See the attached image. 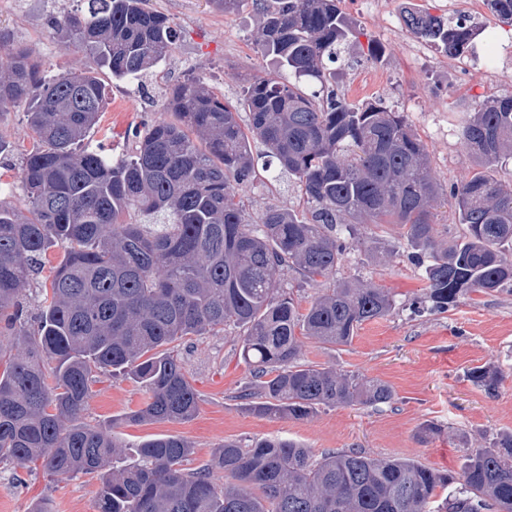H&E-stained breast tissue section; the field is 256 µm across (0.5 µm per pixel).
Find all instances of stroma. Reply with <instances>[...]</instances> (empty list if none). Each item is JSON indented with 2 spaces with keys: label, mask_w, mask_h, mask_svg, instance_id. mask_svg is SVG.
<instances>
[{
  "label": "stroma",
  "mask_w": 512,
  "mask_h": 512,
  "mask_svg": "<svg viewBox=\"0 0 512 512\" xmlns=\"http://www.w3.org/2000/svg\"><path fill=\"white\" fill-rule=\"evenodd\" d=\"M20 19L0 17V35L21 43L39 57L47 74L80 72L89 60L73 41L56 37L48 26L53 16L86 9V0H14ZM435 12L442 0H389V9L374 15L354 11L348 0L341 10L363 31L336 62V91L358 105L379 100L403 113L426 147L430 175L441 188L470 179L474 167L460 131L477 102L504 95L489 84L480 64L461 70L460 60L440 49L415 56L406 50L404 35L388 34L405 7ZM150 10L165 14L174 30L173 48L139 85L113 79L102 69L106 105L94 134L109 152L131 150L134 131L158 119H170L165 92L173 84L201 79L225 102L238 104L252 78L275 75L271 58L261 54L256 40L260 16L252 0H241L231 12L218 11L212 0H147ZM382 44L383 57L366 55L368 41ZM34 135L23 108L0 112V177L21 179L20 154L31 149ZM238 196L251 218L267 206L298 210L303 197L294 181L272 180L262 174L240 187ZM61 259L50 250L45 266L24 291L21 323L36 330L42 288ZM340 280H360L389 289L393 313L364 323L350 345L331 347L305 341L304 360L385 382L395 392L393 403L373 409L363 406L320 407L304 420L267 419L247 413L239 400L250 375L231 336L216 334L181 343L178 353L199 394L196 415L179 423L126 425L122 418L145 401L141 388L119 376H100L84 412L91 423L119 420L127 443L151 435L177 434L194 445L190 467L205 462L219 444L242 443L262 436H279L303 443L321 455L360 450L374 457L418 461L441 473L460 475L467 448L491 446L499 434L512 431V284L489 294L461 296L445 312L415 313L412 298L422 293L421 270L407 258L402 226L363 224L336 272ZM477 366L497 370L501 379L494 393L474 384L469 372ZM99 488L88 476L57 479L43 470L0 464V512H30L47 500L51 512H95Z\"/></svg>",
  "instance_id": "obj_1"
}]
</instances>
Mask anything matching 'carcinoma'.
<instances>
[{"instance_id": "1", "label": "carcinoma", "mask_w": 512, "mask_h": 512, "mask_svg": "<svg viewBox=\"0 0 512 512\" xmlns=\"http://www.w3.org/2000/svg\"><path fill=\"white\" fill-rule=\"evenodd\" d=\"M85 12L55 17L54 34L77 41L93 67L49 76L32 51L0 40V111L23 106L36 145L21 155L26 211L0 181V463L32 464L54 477L100 481L96 512H512V433L491 448L466 449L455 483L413 460L360 451L313 458L302 444L267 436L226 441L194 469V447L158 435L131 449L118 421H82L91 385L104 374L147 394L121 421L182 422L198 409L177 346L192 337L233 335L250 368L240 392L257 417L301 420L320 406L378 408L386 383L306 363L303 340L349 345L363 323L389 316L386 288L360 281L324 288L300 309L281 275L307 283L334 278L355 225L391 218L405 229L422 269L423 296L446 311L462 295L512 283V184L494 175L512 154V96L480 102L461 128L476 172L443 191L405 116L378 104H348L336 92V62L357 33L339 0H252L262 15V53L274 77H256L238 105L203 82L175 84L165 101L178 121H158L121 157L92 146L105 104L94 67L138 80L169 56L173 29L146 0H87ZM407 33L450 58L471 37L406 10ZM261 141L258 162L250 140ZM299 184L306 207L268 206L251 220L237 186L272 165ZM454 208L464 227L448 247L433 210ZM58 247L37 332L17 326L20 295ZM487 392L499 376L470 372Z\"/></svg>"}]
</instances>
